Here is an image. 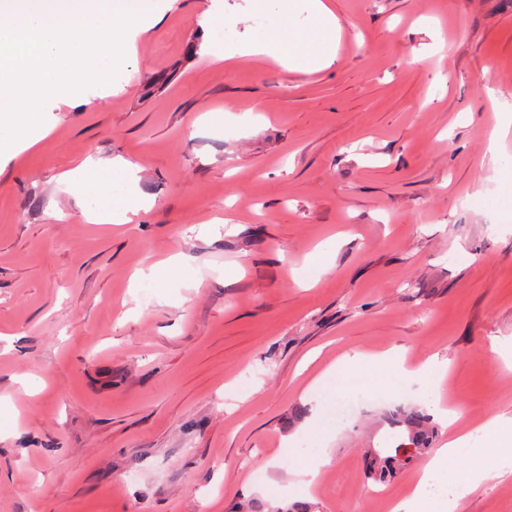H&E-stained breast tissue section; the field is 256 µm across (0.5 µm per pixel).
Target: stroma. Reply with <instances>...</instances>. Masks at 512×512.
<instances>
[{
  "label": "stroma",
  "mask_w": 512,
  "mask_h": 512,
  "mask_svg": "<svg viewBox=\"0 0 512 512\" xmlns=\"http://www.w3.org/2000/svg\"><path fill=\"white\" fill-rule=\"evenodd\" d=\"M331 3L339 58L306 76L212 63L199 0H166L122 93L49 106L0 165V512H391L415 473L372 499L376 394L504 457L483 426L512 418V207L479 145L512 117V0ZM117 156L149 205L89 223L58 177ZM173 254L178 279L131 286ZM387 350L447 361L445 391L358 365L310 386ZM458 512H512V469ZM243 509L246 512H313L312 506L304 501H294L281 507L266 501L249 500Z\"/></svg>",
  "instance_id": "obj_1"
}]
</instances>
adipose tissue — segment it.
Masks as SVG:
<instances>
[{
    "mask_svg": "<svg viewBox=\"0 0 512 512\" xmlns=\"http://www.w3.org/2000/svg\"><path fill=\"white\" fill-rule=\"evenodd\" d=\"M255 7L270 15L272 22L253 42L234 53L211 39L202 43L203 54L229 65L238 59L249 61L259 57L303 74L322 71L335 63L340 24L326 0H310L312 21L303 27L293 24L298 0H255ZM137 172L136 165L122 158L109 162L89 159L61 174L59 180L76 197L100 199V209L89 216L90 223L100 224L111 214L135 215L148 207V200L132 190ZM473 440L472 434L460 433L437 448L409 496L398 502L392 512H418L430 488L446 481L449 462L456 459L461 449L471 447Z\"/></svg>",
    "mask_w": 512,
    "mask_h": 512,
    "instance_id": "1",
    "label": "adipose tissue"
}]
</instances>
